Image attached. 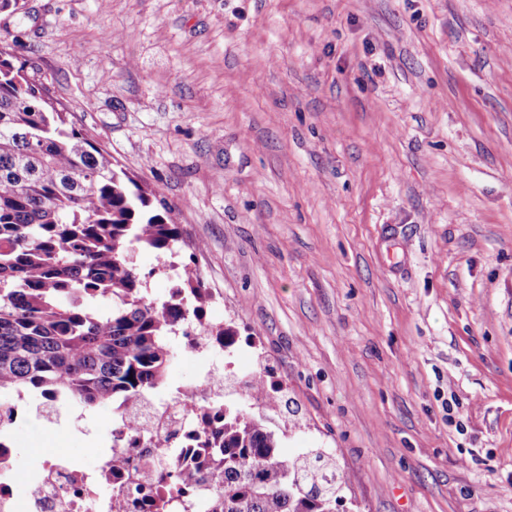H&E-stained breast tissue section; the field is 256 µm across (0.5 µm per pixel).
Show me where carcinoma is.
<instances>
[{
	"instance_id": "cac0c4a2",
	"label": "carcinoma",
	"mask_w": 512,
	"mask_h": 512,
	"mask_svg": "<svg viewBox=\"0 0 512 512\" xmlns=\"http://www.w3.org/2000/svg\"><path fill=\"white\" fill-rule=\"evenodd\" d=\"M180 236L165 200L115 168L0 40V397L56 395L93 409L161 389L169 338L181 321L202 320L210 292L185 264L169 298L153 299L131 255L171 252ZM262 380L215 411L223 426L205 456L161 480L198 487L205 512H336L344 480L330 455L284 457L269 417L245 408ZM262 399L280 408L278 395Z\"/></svg>"
}]
</instances>
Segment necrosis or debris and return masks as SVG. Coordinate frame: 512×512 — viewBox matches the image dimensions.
<instances>
[{
  "instance_id": "necrosis-or-debris-1",
  "label": "necrosis or debris",
  "mask_w": 512,
  "mask_h": 512,
  "mask_svg": "<svg viewBox=\"0 0 512 512\" xmlns=\"http://www.w3.org/2000/svg\"><path fill=\"white\" fill-rule=\"evenodd\" d=\"M182 357L206 362L194 382L150 396L143 407L124 405L108 426L109 445L98 449L94 467L66 454L40 458L26 493L16 483L15 448L0 450V512H156L157 475L184 465L204 440L189 401L223 407L224 372L242 365L236 341L206 336L196 323L182 327ZM166 447H157L158 439ZM127 460L124 469L113 457Z\"/></svg>"
}]
</instances>
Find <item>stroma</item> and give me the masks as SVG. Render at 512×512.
Here are the masks:
<instances>
[{"label": "stroma", "mask_w": 512, "mask_h": 512, "mask_svg": "<svg viewBox=\"0 0 512 512\" xmlns=\"http://www.w3.org/2000/svg\"><path fill=\"white\" fill-rule=\"evenodd\" d=\"M29 76L165 199L346 512H512V0H23ZM42 454L107 446L18 420Z\"/></svg>", "instance_id": "1"}]
</instances>
